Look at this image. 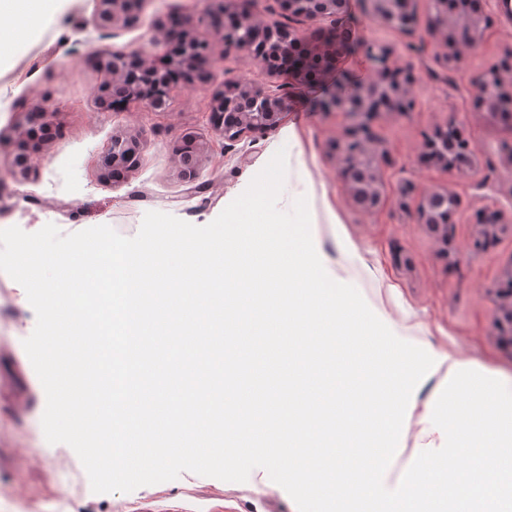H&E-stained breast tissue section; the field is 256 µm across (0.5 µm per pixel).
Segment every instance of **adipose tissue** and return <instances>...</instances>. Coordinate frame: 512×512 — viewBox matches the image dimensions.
I'll return each instance as SVG.
<instances>
[{"label":"adipose tissue","mask_w":512,"mask_h":512,"mask_svg":"<svg viewBox=\"0 0 512 512\" xmlns=\"http://www.w3.org/2000/svg\"><path fill=\"white\" fill-rule=\"evenodd\" d=\"M71 0H0V20L10 19V28H0V43L15 54L26 51L35 27L62 14Z\"/></svg>","instance_id":"obj_1"}]
</instances>
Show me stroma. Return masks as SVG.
I'll use <instances>...</instances> for the list:
<instances>
[{"label": "stroma", "mask_w": 512, "mask_h": 512, "mask_svg": "<svg viewBox=\"0 0 512 512\" xmlns=\"http://www.w3.org/2000/svg\"><path fill=\"white\" fill-rule=\"evenodd\" d=\"M480 6L489 27L478 48L463 51L450 68L444 47L434 44L426 28L430 0H415L410 31L375 24L368 0H349L350 48L326 79L314 86L285 74L272 80L287 93L281 125L294 124L302 133L299 143L286 145L279 127L232 144L215 135L212 87L227 78L251 83L264 76L252 58L225 53L219 27L204 19L209 0H147L140 22L106 29L98 24L99 0H72L0 72V229L34 233L52 223L71 234L108 225L132 237L149 211L204 226L282 148L289 173L280 209L307 198L311 220L332 243L341 275L385 311L399 333L512 374V337L496 323L502 299L512 295L505 276L512 267V230H498L482 248L473 245L485 209L500 210L512 221V155L503 149L512 142V129L478 110L472 86L479 73L497 66L512 87V71L500 66L512 53V23L501 0H481ZM171 13L198 17L194 34L210 48V84L180 85L165 112L135 105L98 109L94 91L107 75L90 52L153 55V22ZM369 42L390 48V68L412 71L417 100L414 111L383 112L373 122L389 158L379 172L382 201L373 211L353 203L338 177L347 117L316 106L336 84L372 78L362 53ZM48 105L58 110L63 137L31 152L28 179L15 177L13 157L26 139L24 115ZM452 120L477 151L473 167L454 175L420 158L426 137ZM188 133L206 144L197 157L200 178L191 186L183 182L174 152ZM117 136L140 138L142 146L134 168L107 180L101 160ZM298 168L309 173L308 184L294 179ZM405 180L419 196L438 187L457 194L460 207L447 239L416 223L414 206H401ZM35 325L25 290L0 272V512H292L286 493L253 476L233 483L185 472L129 493H94L73 449L45 439L46 395L23 347Z\"/></svg>", "instance_id": "1"}]
</instances>
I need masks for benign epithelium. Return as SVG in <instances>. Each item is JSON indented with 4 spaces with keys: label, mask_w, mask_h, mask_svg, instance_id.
Here are the masks:
<instances>
[{
    "label": "benign epithelium",
    "mask_w": 512,
    "mask_h": 512,
    "mask_svg": "<svg viewBox=\"0 0 512 512\" xmlns=\"http://www.w3.org/2000/svg\"><path fill=\"white\" fill-rule=\"evenodd\" d=\"M99 23L113 25L133 21L146 0H99ZM373 17L381 25L398 23L404 28L413 24V0H369ZM283 13L311 23L329 24L336 28V49L314 48L305 54L295 52V45L304 37L299 30L282 22L260 20L248 11H242L232 25L224 26L222 36L228 51L251 57L270 78L280 70V60L286 56L290 69L303 79L314 82L323 78L332 68L336 51L345 48L344 18L347 0H279ZM446 0H433L428 31L437 40L443 39L448 46V59H453L455 49L473 48L484 31L475 20L461 16H449ZM181 52L177 56H165L156 62L139 53L95 51L91 57L108 75V80L98 91L97 101L101 108L110 109L122 102H136L153 111L166 110L171 101L175 83L186 81L205 82L208 75L205 64L208 48L200 44L188 31L180 33ZM365 58L372 63L375 77L366 83H345L327 97L318 101L321 112H341L350 119L347 144L354 146L344 151L340 169L341 181L350 198L365 210L375 209L381 200L377 188L378 170L387 162L385 149L378 146L371 127L373 118L381 112H406L411 92L404 76L392 82L385 62L384 47L374 45L364 49ZM499 72L486 71L476 79L475 97L484 111L512 128V94L503 91ZM286 93L275 92L261 84L226 80L211 92L210 112L214 117L215 134L233 143L244 135L264 134L275 127L285 108ZM55 108L45 107L38 112L27 113L29 133L37 135L34 145L61 135V127L55 122ZM457 135L455 124L425 141L427 156L448 173L462 172L474 164L473 156L459 162L448 156V149L437 145ZM140 149L136 138H116L103 160L104 170L112 175L118 165L129 168L135 162ZM204 149L197 136H183L179 150L190 158ZM458 197L446 188L434 189L420 197L417 205V223L427 225L433 232L448 239V224L457 207Z\"/></svg>",
    "instance_id": "obj_1"
}]
</instances>
